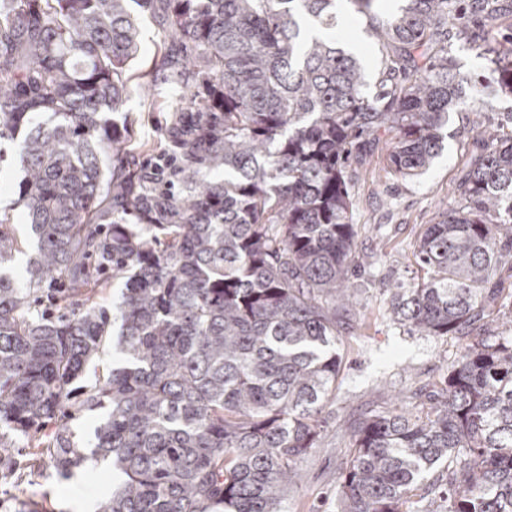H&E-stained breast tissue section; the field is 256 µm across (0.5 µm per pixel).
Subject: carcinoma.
<instances>
[{"mask_svg": "<svg viewBox=\"0 0 512 512\" xmlns=\"http://www.w3.org/2000/svg\"><path fill=\"white\" fill-rule=\"evenodd\" d=\"M380 57L373 90L336 40V0H0V137H19L16 206L36 241L21 283L0 215V479L28 464L63 476L108 460L99 512H284L318 447L336 387L337 312L355 248L354 189L375 147L390 172L427 170L451 112H492L452 55L480 51L512 94V0H406L391 16L350 0ZM176 46L161 66L183 93L161 131L174 163L129 161L131 4ZM458 206L427 225L424 275L393 321L465 345L423 413L363 414L338 512H411L448 487V512H512V338L485 326L487 287L512 260V136L476 135ZM109 160L105 176L103 160ZM120 286L112 309L97 298ZM66 283L65 318L35 290ZM117 362L83 390L106 410L90 453L61 424L108 335Z\"/></svg>", "mask_w": 512, "mask_h": 512, "instance_id": "obj_1", "label": "carcinoma"}]
</instances>
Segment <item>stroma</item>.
<instances>
[{"label": "stroma", "instance_id": "stroma-1", "mask_svg": "<svg viewBox=\"0 0 512 512\" xmlns=\"http://www.w3.org/2000/svg\"><path fill=\"white\" fill-rule=\"evenodd\" d=\"M142 46L129 67L130 95L125 113L137 159L155 158L152 146L171 116L180 90L164 81L159 69L168 49L152 13L138 14ZM336 26L344 30L343 47L361 60L367 78L377 72V54L349 0H337ZM512 97L502 96L493 112H452L444 130V149L418 177L404 181L386 173V154L376 151L372 172L360 184L355 211L356 257L361 263L351 283L357 303L341 312L336 348L343 367L323 413L318 448L299 464L301 479L288 492V512H337L336 493L350 461V424L362 413L402 402L419 411L429 390L460 355L461 340L448 336H412L393 323L388 302L394 288L417 281L413 257L426 225L455 206L457 181L466 166L477 128L494 125L512 133ZM23 172L15 140L0 139V211L13 210ZM90 466L64 478L49 466L24 470L0 482V512H84L97 507L112 490L111 480L90 474Z\"/></svg>", "mask_w": 512, "mask_h": 512}]
</instances>
